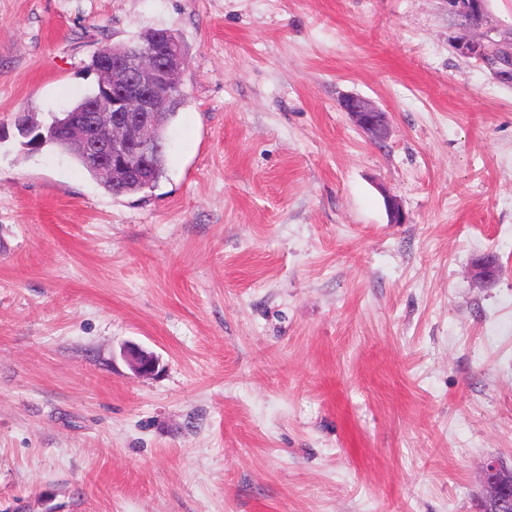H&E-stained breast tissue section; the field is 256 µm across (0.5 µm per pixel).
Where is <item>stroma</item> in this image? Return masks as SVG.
<instances>
[{
    "label": "stroma",
    "instance_id": "35a3bbf8",
    "mask_svg": "<svg viewBox=\"0 0 512 512\" xmlns=\"http://www.w3.org/2000/svg\"><path fill=\"white\" fill-rule=\"evenodd\" d=\"M484 11L0 0V512H475L512 464V81L454 47L512 42ZM150 28L189 58L156 188L22 147ZM342 108L369 139L379 142L386 137L388 114L371 100L358 95H348L342 100ZM499 262L491 256L478 259L472 266V278L478 284H489L498 275ZM123 356L131 367L132 371L142 377L153 376L159 368V358L138 345L125 346Z\"/></svg>",
    "mask_w": 512,
    "mask_h": 512
}]
</instances>
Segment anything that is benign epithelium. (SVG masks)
Here are the masks:
<instances>
[{
	"instance_id": "benign-epithelium-1",
	"label": "benign epithelium",
	"mask_w": 512,
	"mask_h": 512,
	"mask_svg": "<svg viewBox=\"0 0 512 512\" xmlns=\"http://www.w3.org/2000/svg\"><path fill=\"white\" fill-rule=\"evenodd\" d=\"M459 15L479 21L482 0H448ZM497 42L488 35L462 38L455 49L496 69L512 79V56L495 52ZM188 66L182 42L164 34L163 49L138 45L112 47L97 55L95 72L101 88L98 95L81 108L68 113L52 135L74 144L85 160L108 177L144 180L150 172V158L158 149L154 129L182 94L180 78ZM342 108L354 124L371 140L381 141L388 132V113L371 100L348 95ZM385 207L392 224H402L405 214L398 199L385 197ZM499 262L486 256L472 266V278L489 284L498 275ZM123 356L132 371L142 377L152 376L159 368V358L138 345L124 347ZM477 512H512V467L496 458L488 459L479 476Z\"/></svg>"
}]
</instances>
